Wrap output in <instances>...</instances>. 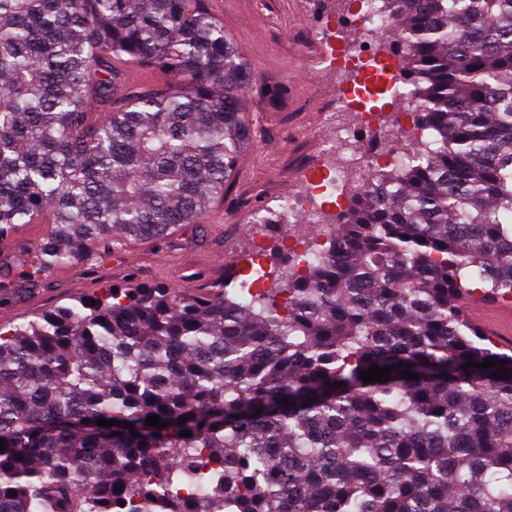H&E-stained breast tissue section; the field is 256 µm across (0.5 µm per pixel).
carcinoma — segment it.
<instances>
[{"label": "carcinoma", "mask_w": 512, "mask_h": 512, "mask_svg": "<svg viewBox=\"0 0 512 512\" xmlns=\"http://www.w3.org/2000/svg\"><path fill=\"white\" fill-rule=\"evenodd\" d=\"M354 2L390 18L423 136L269 288L110 285L0 324V512H512V355L462 312L512 299V0ZM280 96L205 0H0V237L56 228L15 278L171 243Z\"/></svg>", "instance_id": "1"}]
</instances>
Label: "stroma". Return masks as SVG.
Masks as SVG:
<instances>
[{
  "label": "stroma",
  "instance_id": "1",
  "mask_svg": "<svg viewBox=\"0 0 512 512\" xmlns=\"http://www.w3.org/2000/svg\"><path fill=\"white\" fill-rule=\"evenodd\" d=\"M211 14L224 26L258 84L280 86L285 94L276 105L253 103V139L241 157L237 173L223 197L212 203L199 223L178 229L171 246L150 240H129L110 257L77 261L43 278L40 288L0 307V321L27 322L36 313L100 295L103 288L124 284L129 277L174 288H200L223 281L243 258L260 255L271 267L281 244L310 241L317 234L307 215L330 223L334 208L327 191L310 197L305 214L284 220L279 230L255 221L259 210L275 206L279 197L295 193L301 175L298 153L315 159L319 172L333 175L340 156L334 146L341 132H360L364 122L378 128L366 136L365 149L378 159L407 147L401 131L409 107L404 99L375 98L336 108V95L352 91L360 82L357 60L337 58L312 69L323 53L322 43L310 36L324 20L345 15V0H206Z\"/></svg>",
  "mask_w": 512,
  "mask_h": 512
}]
</instances>
